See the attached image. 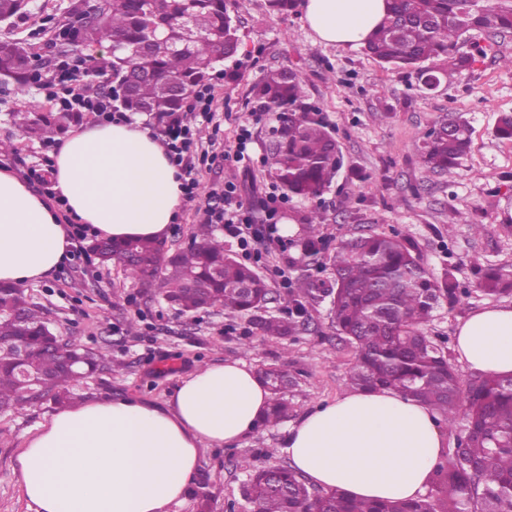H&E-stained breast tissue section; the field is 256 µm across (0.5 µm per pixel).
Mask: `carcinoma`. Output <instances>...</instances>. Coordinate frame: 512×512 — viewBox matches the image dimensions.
Listing matches in <instances>:
<instances>
[{
  "label": "carcinoma",
  "instance_id": "obj_1",
  "mask_svg": "<svg viewBox=\"0 0 512 512\" xmlns=\"http://www.w3.org/2000/svg\"><path fill=\"white\" fill-rule=\"evenodd\" d=\"M193 38L184 41V28ZM512 32V0H389L383 22L368 38L365 50L375 60L411 70L423 79L451 80L469 69L475 57L460 52L476 33ZM116 40L106 69L88 74L82 90L102 94L101 78L129 68L151 74L122 102L128 112L147 113L166 122L183 111L184 100L166 86L178 83L185 94L207 78L213 63L235 56L240 39L227 0H110L101 14L95 40ZM150 42L145 51L139 50ZM27 43L0 41V75L23 90L29 84L24 61ZM433 67H428V64ZM261 112L278 113L272 130L271 170L291 198L321 196L342 167L336 139L308 103L299 75L291 69L267 72L253 87ZM76 120L72 112L47 119H25L27 129L48 138ZM471 142L463 119L441 122L428 133L421 152L423 167L444 173L459 165ZM322 217L307 218L304 255H315ZM103 258H126L123 268L135 281L147 283L164 270L165 299L185 313L221 305L229 313H250L256 329L268 338L289 336L308 320L305 303L317 289L307 278L288 300V320L262 311L270 290L258 274L224 249L213 230L200 226L186 249L173 255L146 240L94 245ZM334 270L329 285L330 317L336 334L354 348L347 388L389 389L437 411L448 428L460 427L457 446L430 475L429 494L416 500L361 501L342 490H316L298 470L272 461L255 468L244 464L249 478L242 497L255 512H512V375L479 374L462 383L455 369L422 330L432 312L446 300H457L448 276L425 265L412 239L399 232L369 233L340 241L324 256ZM480 289L486 294L512 291V270L490 267ZM112 371L105 352H88L54 333L42 309L24 290L0 284V415L46 401L64 405L70 386L90 374ZM260 378L271 392L262 424L288 418L284 389L288 371L268 367ZM210 473L203 469L192 486L193 500L208 507Z\"/></svg>",
  "mask_w": 512,
  "mask_h": 512
}]
</instances>
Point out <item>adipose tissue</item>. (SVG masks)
<instances>
[{
	"label": "adipose tissue",
	"instance_id": "adipose-tissue-1",
	"mask_svg": "<svg viewBox=\"0 0 512 512\" xmlns=\"http://www.w3.org/2000/svg\"><path fill=\"white\" fill-rule=\"evenodd\" d=\"M321 41L364 43L387 0H303ZM51 178L67 212L115 243L163 240L183 191L166 148L141 122L82 126L52 155ZM71 242L55 208L9 166H0V282L48 275ZM456 345L476 371L512 374V307L471 315ZM270 392L240 360L181 379L159 406L92 400L52 416L19 450L23 493L35 512H166L184 500L203 449L236 444L265 415ZM446 447L436 412L387 390L348 392L293 426L281 447L317 487L353 499L424 496Z\"/></svg>",
	"mask_w": 512,
	"mask_h": 512
}]
</instances>
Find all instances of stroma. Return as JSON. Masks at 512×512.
Segmentation results:
<instances>
[{
    "instance_id": "stroma-1",
    "label": "stroma",
    "mask_w": 512,
    "mask_h": 512,
    "mask_svg": "<svg viewBox=\"0 0 512 512\" xmlns=\"http://www.w3.org/2000/svg\"><path fill=\"white\" fill-rule=\"evenodd\" d=\"M228 5L241 44L236 56L209 73L216 112L210 119L187 112L183 120L202 140H214L220 151L235 150L242 130H250L247 159L220 160L201 172L198 197L184 201L169 228V252L188 247L205 222L204 209L213 193L236 184L253 226L271 232L263 242L269 253L254 269L271 290L268 314L284 320L290 288L298 279L307 275L321 284L332 277L323 262L304 257L301 250L299 240L311 213L322 217L319 249L324 254L352 236L393 230L407 234L428 268L449 273L457 285L458 302L441 303L425 332L443 348L461 380H468L473 371L456 349L459 325L485 308L512 307V293L487 295L479 289L487 266L512 269V141L494 132L498 115L512 112V67L506 63L512 57V33L476 35L474 44L463 47L467 53L482 47L473 66L452 82L428 90L416 75L377 62L363 46L321 42L302 8L277 14L267 0H228ZM67 7L68 0H34L32 7L0 25V40H25L48 59L43 76L47 82L64 66L97 56L89 48L71 47L61 53L53 45ZM281 68L301 77L308 102L319 108L341 148L344 165L323 196L290 200L271 220L265 202L276 185L270 175L269 143L277 120L272 113L259 120L252 117L250 91L267 71ZM59 109L39 84L22 93L14 84L0 83V142L12 146L0 155V162L25 178L43 169L57 138L30 137L13 115ZM459 117L472 128L468 154L450 172L426 171L421 147L427 132L437 122ZM96 240L92 232L75 239L68 260L48 276L23 285L60 336L82 349L108 352L116 364L113 373L91 376L75 387V403L107 398L162 405L182 376L227 359L256 369L284 364L291 372L288 420L201 454L200 464L214 482L212 512H224L228 501L236 502L239 512H248L241 499L247 478L243 462L263 465L262 449L272 448L275 461L287 464L279 449L289 428L347 391L354 351L338 339L328 301L310 303L306 330L272 341L260 335L247 314H230L220 307L181 312L163 298L160 286H143L127 278L122 266L102 264L92 249ZM276 267L284 270V277L273 275ZM57 411V405L46 402L0 415V512H33L14 470L15 458Z\"/></svg>"
}]
</instances>
